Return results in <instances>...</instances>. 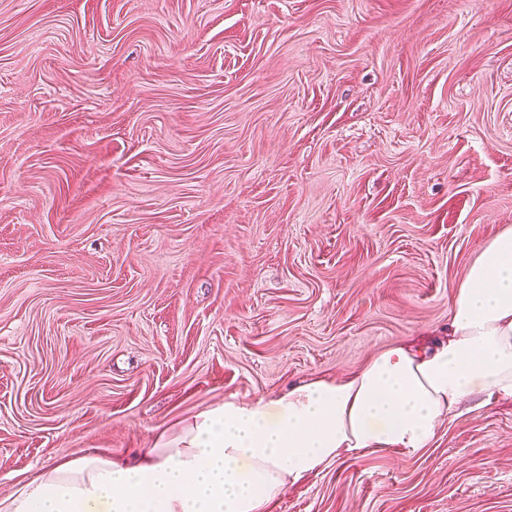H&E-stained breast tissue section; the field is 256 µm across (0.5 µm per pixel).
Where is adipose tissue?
Listing matches in <instances>:
<instances>
[{
  "instance_id": "1",
  "label": "adipose tissue",
  "mask_w": 512,
  "mask_h": 512,
  "mask_svg": "<svg viewBox=\"0 0 512 512\" xmlns=\"http://www.w3.org/2000/svg\"><path fill=\"white\" fill-rule=\"evenodd\" d=\"M476 395L512 397V227L466 268L448 330L429 344L402 341L347 376L225 401L130 460L79 454L0 497V512H266L288 485L351 453L429 447Z\"/></svg>"
}]
</instances>
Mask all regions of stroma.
<instances>
[{"mask_svg": "<svg viewBox=\"0 0 512 512\" xmlns=\"http://www.w3.org/2000/svg\"><path fill=\"white\" fill-rule=\"evenodd\" d=\"M512 226V0H0V496L448 325ZM270 512H512V398Z\"/></svg>", "mask_w": 512, "mask_h": 512, "instance_id": "stroma-1", "label": "stroma"}]
</instances>
